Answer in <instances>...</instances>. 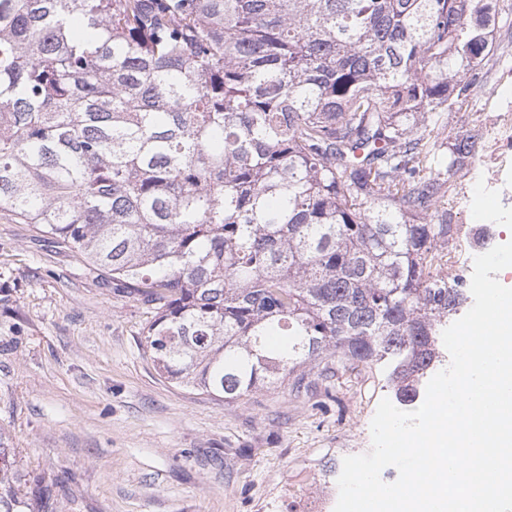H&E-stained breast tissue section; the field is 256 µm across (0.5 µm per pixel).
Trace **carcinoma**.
Returning <instances> with one entry per match:
<instances>
[{"instance_id": "1", "label": "carcinoma", "mask_w": 512, "mask_h": 512, "mask_svg": "<svg viewBox=\"0 0 512 512\" xmlns=\"http://www.w3.org/2000/svg\"><path fill=\"white\" fill-rule=\"evenodd\" d=\"M497 0H0V220L153 309L170 383L234 403L382 361L396 400L469 296L448 126ZM0 441V512L19 496Z\"/></svg>"}]
</instances>
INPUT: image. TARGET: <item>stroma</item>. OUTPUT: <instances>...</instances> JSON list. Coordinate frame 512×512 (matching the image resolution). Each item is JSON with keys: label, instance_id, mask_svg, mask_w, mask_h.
Listing matches in <instances>:
<instances>
[{"label": "stroma", "instance_id": "35a3bbf8", "mask_svg": "<svg viewBox=\"0 0 512 512\" xmlns=\"http://www.w3.org/2000/svg\"><path fill=\"white\" fill-rule=\"evenodd\" d=\"M450 245L470 285L476 225ZM146 304L31 224L0 223V440L49 512H309L334 508L331 466L371 448L392 398L383 365L348 368L306 393L235 403L168 383L143 329Z\"/></svg>", "mask_w": 512, "mask_h": 512}]
</instances>
